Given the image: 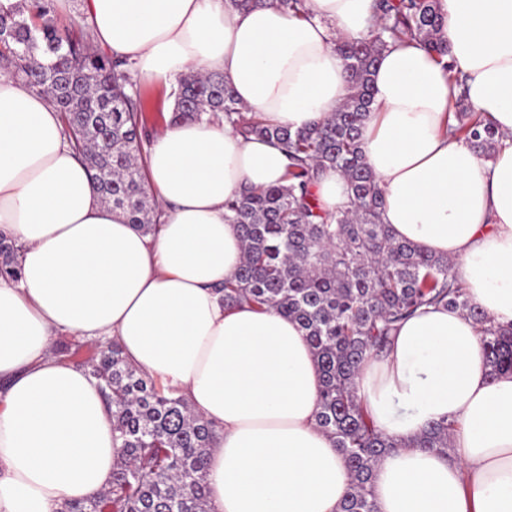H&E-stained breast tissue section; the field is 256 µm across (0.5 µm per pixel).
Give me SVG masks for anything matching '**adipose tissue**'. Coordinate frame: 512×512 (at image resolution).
Masks as SVG:
<instances>
[{"label":"adipose tissue","mask_w":512,"mask_h":512,"mask_svg":"<svg viewBox=\"0 0 512 512\" xmlns=\"http://www.w3.org/2000/svg\"><path fill=\"white\" fill-rule=\"evenodd\" d=\"M373 0H84L92 46L136 80L176 85L223 75L242 106L293 129L330 118L348 78L336 50L365 36ZM449 54L408 40L381 54L360 144L391 234L443 255L492 322L512 324V0H441ZM500 135L492 159L448 126L456 91ZM158 201L154 234L106 204L59 112L0 71V234L21 248L0 279V512H57L106 489L123 456L88 372L51 352L55 336L118 341L127 361L172 389L219 435L207 472L211 512H336L349 471L317 425L320 376L297 323L220 286L242 260L228 200L282 183L275 141L220 120L167 126L141 159ZM360 396L398 441L373 479L376 512H512V373L489 377L477 325L429 308L367 359ZM457 429L448 453L414 448L431 423Z\"/></svg>","instance_id":"1"}]
</instances>
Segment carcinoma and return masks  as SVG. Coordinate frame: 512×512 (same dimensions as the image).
<instances>
[{
	"label": "carcinoma",
	"mask_w": 512,
	"mask_h": 512,
	"mask_svg": "<svg viewBox=\"0 0 512 512\" xmlns=\"http://www.w3.org/2000/svg\"><path fill=\"white\" fill-rule=\"evenodd\" d=\"M370 33L340 40L349 78L345 101L324 124L291 130L272 126L239 103L219 74L188 73L171 89L170 123L224 118L244 137L277 141L288 156L285 183L245 189L226 205L238 226L243 257L224 281V305L273 309L303 331L322 376L317 424L350 472L338 512H374L373 473L399 444L365 413L358 376L365 359L384 352L392 331L424 306H446L479 325L494 378L512 372V325L491 324L451 274L446 256L395 239L381 223L382 192L360 149V129L372 111V75L384 49L405 38L438 58L448 55L440 0H376ZM53 0H19L0 11V70L28 80L60 112L65 133L95 180L102 199L123 210L135 228L154 230L158 203L138 163L144 152L143 89L126 62L92 49L70 26L59 27ZM456 133L480 155L493 156L499 135L476 112H454ZM334 168L349 186L347 205L326 214L310 201V185ZM18 248L0 236V277L18 278ZM102 382L112 431L124 448L112 482L97 495L65 502L59 512H209L207 465L217 429L128 364L117 342L86 364ZM456 426L434 422L418 448L451 447Z\"/></svg>",
	"instance_id": "1"
}]
</instances>
